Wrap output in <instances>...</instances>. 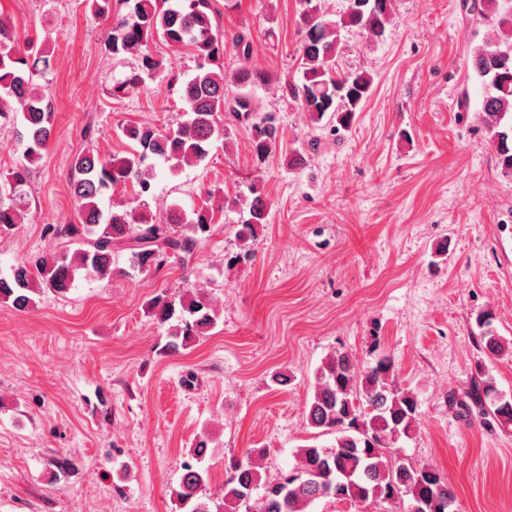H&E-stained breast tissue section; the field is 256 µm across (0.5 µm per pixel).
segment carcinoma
Listing matches in <instances>:
<instances>
[{"instance_id": "obj_1", "label": "carcinoma", "mask_w": 512, "mask_h": 512, "mask_svg": "<svg viewBox=\"0 0 512 512\" xmlns=\"http://www.w3.org/2000/svg\"><path fill=\"white\" fill-rule=\"evenodd\" d=\"M87 2L96 13L112 19L104 42L106 53L115 61H136L123 77L112 80V98H125L142 86L144 77L162 67L151 51L157 41L176 52L188 49L196 72L183 85L184 120L177 127L128 124L123 135L136 145L130 156L107 160L92 149L76 155L70 191L78 223L50 227L60 239L59 247L18 262L9 275L0 277V302L21 311L32 306L33 294L44 288L67 292L79 273L110 281L116 273L114 256L123 250L130 252L133 267L140 271L169 256L184 265L196 257L213 225L207 203L189 211L175 207L157 218L146 212L107 211L102 201L108 192L127 185L137 198L148 196L156 177L155 162L176 172L205 161L213 140L231 142L235 129L221 124V113L245 122L251 149L260 160L282 140L274 118L244 91L270 84L264 73L247 66L248 35L233 39L240 65L230 76L224 72V34L214 23L212 0H120L128 7L124 14L113 11L112 0ZM393 2L348 0L347 11L333 21L320 0H297L301 79L285 83L284 88L318 128L335 133L349 129L373 88L370 73L344 72L336 66L342 31L383 39ZM463 7L489 27L483 44L466 60L483 88L474 121L494 147L500 173L512 177V9L499 0H465ZM51 70L50 57L34 42L20 40L14 27L0 17V119L14 126L17 140L25 145L22 160L10 172L11 198L0 200L1 234L24 223L28 208L24 186L53 134L54 105L35 83V77ZM231 83L238 92H229ZM250 192L252 199L241 204L246 216L235 231L245 244L256 240L268 215L261 189L254 185ZM148 309L158 324L167 327L163 353L169 355L190 348L217 321L211 302L198 292L166 300L157 296ZM476 326L491 353L505 351L492 315H478ZM471 397L481 414L493 416L503 426L512 425V397L501 394L492 378L478 381ZM306 421L319 433L334 435V442L297 448L294 467L263 485L253 462L263 451L251 449L245 458L231 463L217 495L207 492L208 470L200 466L208 444L198 442L181 465L175 491L179 508L182 512H307L315 501L332 498L378 508L395 503L402 512H454V494L439 471L392 454L400 438L409 439L416 432L419 413L414 395L395 384L390 358L362 365L346 351L329 354L315 371ZM258 489L261 494L255 499L253 492Z\"/></svg>"}]
</instances>
